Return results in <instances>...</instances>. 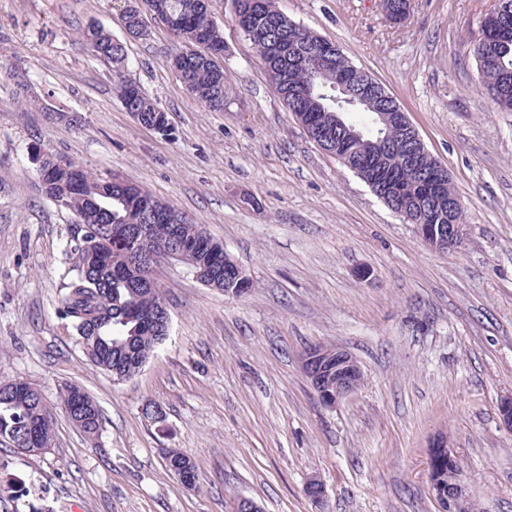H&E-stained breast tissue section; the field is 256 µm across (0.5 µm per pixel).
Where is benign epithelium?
Here are the masks:
<instances>
[{
	"label": "benign epithelium",
	"instance_id": "1",
	"mask_svg": "<svg viewBox=\"0 0 512 512\" xmlns=\"http://www.w3.org/2000/svg\"><path fill=\"white\" fill-rule=\"evenodd\" d=\"M420 238L430 241L433 250L441 252L448 247H458L465 238L461 224H450L435 235L429 224L416 225ZM302 368L320 401L334 406L355 392L362 381V370L357 360L347 351L334 346L314 345L302 355ZM457 457L439 438L432 442L429 451V473L439 512H466L470 507L465 477L453 467Z\"/></svg>",
	"mask_w": 512,
	"mask_h": 512
}]
</instances>
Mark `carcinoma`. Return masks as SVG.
<instances>
[{
    "label": "carcinoma",
    "instance_id": "cac0c4a2",
    "mask_svg": "<svg viewBox=\"0 0 512 512\" xmlns=\"http://www.w3.org/2000/svg\"><path fill=\"white\" fill-rule=\"evenodd\" d=\"M124 25L131 34L139 30L143 10L161 21L175 20L172 33L193 49L175 55L176 71L185 88L208 109L224 111V34L214 17L203 9V0H130ZM507 12L491 11L482 25L480 48L473 50L479 85L492 94L498 108L512 112V0ZM236 21L240 30L251 34L249 41L263 61L277 94L307 128L317 145L329 144L333 156L350 164L353 172L375 195L398 212L403 208L422 224L439 228L457 219L456 195L448 171L431 159L419 142L401 129L396 102L376 101L393 124L390 136L382 141L378 112L362 106L336 107L316 97L310 88L336 80L349 89L365 88L372 75L357 70L341 48L332 54L330 66L313 75L309 62L326 51L328 42L299 27L287 15L275 10L273 0H241ZM88 52L115 65V89L125 108L146 118L161 108L125 79L122 43L100 26L82 33ZM42 193L52 202L64 201L84 228L74 248L77 275L65 284L62 300L78 344L95 366L123 378L138 370L158 347V332L140 323L144 314H155L163 294L158 282L137 286L129 269L150 260L155 246L177 242L185 246L197 271L224 266V249L203 229L179 210L142 188L103 179L70 158L59 165L57 156L35 154ZM169 213L172 223L151 222L154 213ZM66 387L61 402L70 419L89 438L99 435L102 414L97 402L86 396L84 404L71 408ZM51 408L37 387L25 381L0 382V440L28 439L27 429L38 427L40 435L29 439V447L54 440V422L47 417ZM168 469L175 473L190 461L173 449L164 451Z\"/></svg>",
    "mask_w": 512,
    "mask_h": 512
}]
</instances>
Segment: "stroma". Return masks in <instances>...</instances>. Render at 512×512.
I'll return each mask as SVG.
<instances>
[{"mask_svg": "<svg viewBox=\"0 0 512 512\" xmlns=\"http://www.w3.org/2000/svg\"><path fill=\"white\" fill-rule=\"evenodd\" d=\"M274 5L401 104L463 203V245L429 250L307 138L233 0H210L226 45L221 112L171 69L188 46L162 21L143 14L146 37H126L124 0H0V381L36 385L55 417L44 454L0 444V487L15 489L0 512H233L243 497L261 512H438L428 458L442 432L475 512H512V430L498 412L512 395V112L479 88L471 54L495 0H411L399 24L380 0ZM92 24L123 41L124 75L166 111L170 135L126 110L113 69L81 38ZM20 70L36 105L16 94ZM38 149L186 213L249 291L227 295L161 263L169 336L139 373L113 380L63 313L82 227L42 194ZM317 343L363 373L333 407L302 371ZM71 384L100 406L96 439L60 405ZM167 448L191 458L194 487L167 469ZM312 478L323 502L304 492Z\"/></svg>", "mask_w": 512, "mask_h": 512, "instance_id": "35a3bbf8", "label": "stroma"}]
</instances>
